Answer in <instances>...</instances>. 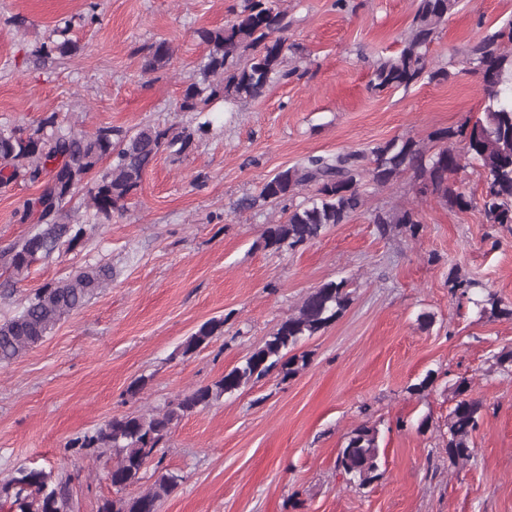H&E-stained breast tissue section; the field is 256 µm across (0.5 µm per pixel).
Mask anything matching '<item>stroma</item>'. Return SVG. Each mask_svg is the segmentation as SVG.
I'll return each instance as SVG.
<instances>
[{
	"label": "stroma",
	"instance_id": "1",
	"mask_svg": "<svg viewBox=\"0 0 512 512\" xmlns=\"http://www.w3.org/2000/svg\"><path fill=\"white\" fill-rule=\"evenodd\" d=\"M242 0H0V127L33 126L56 111L80 129L189 124L182 91L206 53L199 29L230 21ZM288 11L289 79L260 97L210 112L212 130L185 152L165 149L111 223L89 224L74 244L9 285L0 269V321L43 284L98 261L112 282L66 314L44 340L0 365V483L21 467L69 476L77 512L115 498L112 452L90 457L69 441L112 417L162 409L219 379L296 313L312 288L346 280L349 302L304 340L307 363L275 370L181 419L148 464L135 496L158 473L178 486L159 512H512V371L493 353L512 349V319L480 314L451 292L460 276L512 302V224L420 193L412 172L378 186L366 204L294 250L266 249L282 203L238 211L277 171L310 155L367 150L411 138L430 150L483 106L478 74L461 62L487 28L512 19V0H460L429 47L443 80L379 91L373 64L398 51L417 0H281ZM68 26L74 56L36 65L32 52ZM170 61L147 73L149 45ZM39 186L0 187V249L33 228L23 220ZM415 209L417 233H380L377 211ZM224 333L183 354L205 321ZM433 382L421 393L412 385ZM145 385L138 393L130 386ZM485 405L473 453L450 465L445 422L457 380ZM375 428L380 480L358 488L335 467L360 424Z\"/></svg>",
	"mask_w": 512,
	"mask_h": 512
}]
</instances>
